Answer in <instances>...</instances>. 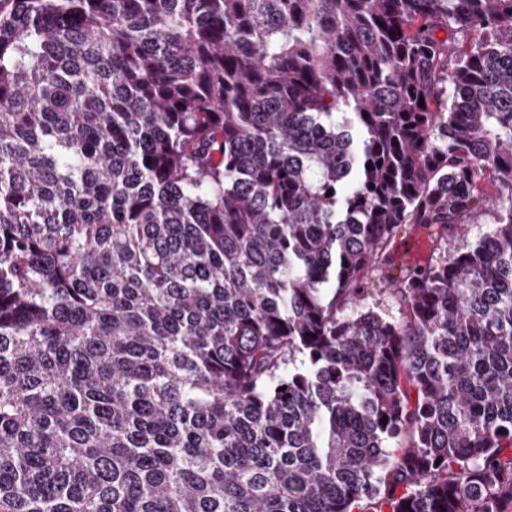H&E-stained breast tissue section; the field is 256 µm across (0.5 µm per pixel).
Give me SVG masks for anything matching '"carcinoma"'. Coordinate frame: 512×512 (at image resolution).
Here are the masks:
<instances>
[{
	"instance_id": "cac0c4a2",
	"label": "carcinoma",
	"mask_w": 512,
	"mask_h": 512,
	"mask_svg": "<svg viewBox=\"0 0 512 512\" xmlns=\"http://www.w3.org/2000/svg\"><path fill=\"white\" fill-rule=\"evenodd\" d=\"M0 512H512V0H0ZM471 223L468 226V235L460 241L457 240L456 245L462 247L463 245L473 244L490 232L492 228V215L488 212L477 214ZM440 235L435 227L426 224H405L398 232L387 260L370 277L381 281L376 288L383 291H369L357 301L362 309H374L382 315L401 319L404 306L400 294L395 290L406 273L415 268L434 264L440 256Z\"/></svg>"
}]
</instances>
